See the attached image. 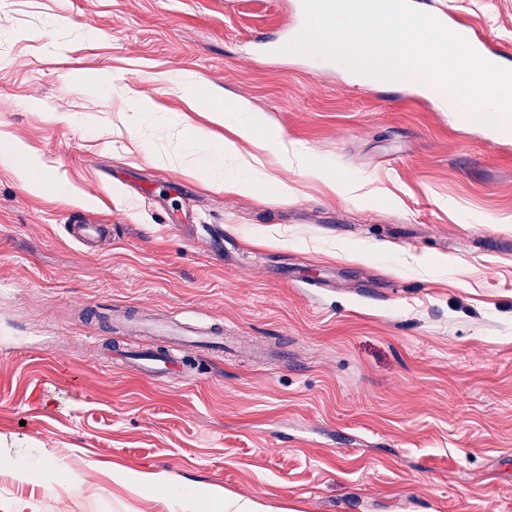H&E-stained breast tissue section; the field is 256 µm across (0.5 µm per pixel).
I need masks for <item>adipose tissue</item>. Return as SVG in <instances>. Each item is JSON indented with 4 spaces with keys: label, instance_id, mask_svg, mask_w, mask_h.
<instances>
[{
    "label": "adipose tissue",
    "instance_id": "obj_1",
    "mask_svg": "<svg viewBox=\"0 0 512 512\" xmlns=\"http://www.w3.org/2000/svg\"><path fill=\"white\" fill-rule=\"evenodd\" d=\"M176 79L193 105L205 107L208 125L193 123L185 114L167 112L160 103L137 92L132 95L136 103L135 119L161 135L177 136L193 155L196 172L210 182L236 192H249L268 182L267 175L254 162L240 156L234 142L214 138L211 128L215 125L233 126L240 139L259 141L261 149L278 159L297 162L312 176L325 178V170L310 162L305 153L289 144L282 134L271 131L266 115L247 102H219L217 96L188 71L178 72ZM0 158L13 165L17 178L26 187L34 191L46 189L47 184L39 175L38 161L21 144L6 139L0 141Z\"/></svg>",
    "mask_w": 512,
    "mask_h": 512
}]
</instances>
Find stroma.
<instances>
[{"label": "stroma", "mask_w": 512, "mask_h": 512, "mask_svg": "<svg viewBox=\"0 0 512 512\" xmlns=\"http://www.w3.org/2000/svg\"><path fill=\"white\" fill-rule=\"evenodd\" d=\"M298 2L0 0V134L51 183L0 161V512H182L202 487L223 497L197 512H512V133L285 52ZM420 2L512 67V0ZM175 70L248 100L335 186L241 140L272 181L226 191L183 142L131 134L132 100L68 78L185 112ZM73 215L111 238L83 252ZM137 306L256 353L178 345L190 377H145L104 353L144 338L81 315ZM436 17L444 26L451 31L464 37L470 46L484 59L500 66L498 52L491 49L489 43L485 38L481 37L474 29L468 24H464L455 19L449 18L447 14H431ZM1 158L12 164L21 183L33 191L48 188V184L39 176V162L21 144L1 136Z\"/></svg>", "instance_id": "35a3bbf8"}]
</instances>
